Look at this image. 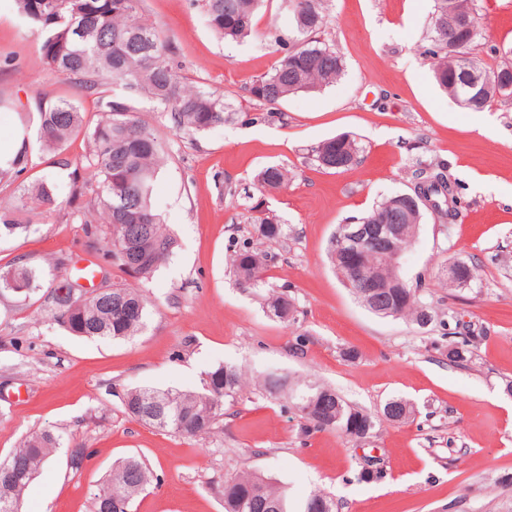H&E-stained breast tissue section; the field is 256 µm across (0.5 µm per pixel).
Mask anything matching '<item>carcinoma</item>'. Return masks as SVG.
<instances>
[{"label": "carcinoma", "mask_w": 512, "mask_h": 512, "mask_svg": "<svg viewBox=\"0 0 512 512\" xmlns=\"http://www.w3.org/2000/svg\"><path fill=\"white\" fill-rule=\"evenodd\" d=\"M208 25L221 39L238 41L252 32L256 12L263 0H202ZM141 0H16L19 14L38 31L39 54L52 72L65 76L87 96H96L97 118L85 120V113L72 99H40L35 107L36 140L42 149L62 150L75 135L83 134L85 151L81 166L85 176L74 177L66 195L46 179L18 188L17 194L0 204V236L27 235L34 231L35 217L51 211L63 214L66 223L81 224L86 233L102 235L108 253L125 272L148 280L169 259L176 239L162 224L152 203L153 184L167 154L160 131L134 112L131 101L146 97L155 110L169 118L179 132L200 134L226 121L224 98L204 90H187L178 79L176 67L168 59L169 46L162 42L155 27L140 12ZM328 0H298L300 17L292 18L295 38L284 48L271 71L248 87L252 100L263 106L278 104L290 95L308 92L336 83L344 71L342 56L331 46L312 37L325 23ZM467 19L459 31L447 28L441 33L435 20L441 15ZM482 32V17L474 0H434L429 21L428 56L438 85L452 96L469 99L466 107L483 109L497 98L511 99L512 88L499 82L500 74L512 65L487 66L472 54ZM477 69L482 77L478 93L468 94L461 65ZM122 87L123 94L109 96V83ZM29 137L22 133L20 149L0 167V181L25 171L28 165ZM318 166L333 170L335 164L347 169L358 162L355 140L331 137L312 148ZM413 193L422 194L436 206L456 201L459 186L443 171L421 167L414 172ZM287 168L268 166L257 178L258 190H276L288 185ZM394 214L397 223L407 225L405 238L397 247L407 249L415 239L424 212H416L393 194L357 218L360 224H382ZM258 231L269 241L286 237L282 224L263 220ZM371 273L390 282L399 278L398 269L388 257L369 256ZM238 284L243 288H263L266 283L267 255L242 245L232 255ZM43 290L41 272L23 261L14 262L0 273V294L25 287L17 296L48 304L54 320L75 336L101 340H125L138 335L146 326L151 302L130 287L116 286L94 297L75 294L79 301L59 294L60 285ZM269 316L280 321L295 319L296 305L285 293H272L265 299ZM398 315L416 324L435 321L436 311L415 287L406 288ZM471 338L452 335L448 358L464 362L470 354ZM241 372L235 365H221L206 373L202 392L172 389L132 388L120 395L124 412L165 432L187 438L211 433L224 420V403L235 402L241 391ZM270 395L286 393L304 419V433L334 430L356 439L374 434L381 419L397 422L410 416L412 406L391 398L378 413L349 405L336 391L315 383L301 384L284 373H270L263 381ZM311 405L314 414L301 412ZM61 438L44 430L27 438L8 458L0 460L13 469L15 480H0V512H24L23 494L38 471L46 465ZM158 482L147 465L135 457L116 461L112 473L94 496L93 512H104L102 496L129 512L132 501ZM320 501L327 512L335 503L321 492L305 501L291 504L287 490L264 478L237 472L224 476V512H310V504Z\"/></svg>", "instance_id": "cac0c4a2"}]
</instances>
